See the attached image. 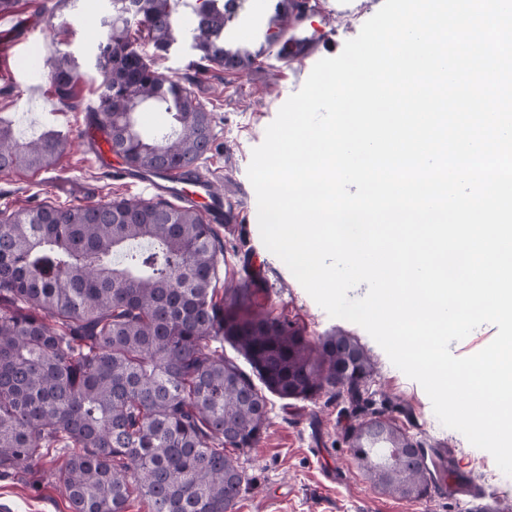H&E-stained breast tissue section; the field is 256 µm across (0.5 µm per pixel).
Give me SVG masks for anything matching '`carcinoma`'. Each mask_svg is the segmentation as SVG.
Wrapping results in <instances>:
<instances>
[{
  "mask_svg": "<svg viewBox=\"0 0 512 512\" xmlns=\"http://www.w3.org/2000/svg\"><path fill=\"white\" fill-rule=\"evenodd\" d=\"M109 4L91 125L129 166L198 176L210 114L152 67L141 34L166 53L189 11L201 59L245 68L253 58L224 57L220 0ZM49 78L60 102L75 99L81 74L71 57L55 56ZM146 106L170 125L140 130ZM61 149L51 134L21 138L0 120V172L48 169ZM222 252L199 209L162 200L39 204L0 218V474L49 466L69 512H126L133 498L149 512H233L247 482L240 454L258 445L267 405L224 357V341L284 399L358 396L373 372L359 344L338 333L312 345L254 310L248 288L218 297ZM350 434L384 493L419 500L435 488L438 453H400L414 447L400 428L369 436L361 424Z\"/></svg>",
  "mask_w": 512,
  "mask_h": 512,
  "instance_id": "obj_1",
  "label": "carcinoma"
}]
</instances>
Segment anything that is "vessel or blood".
Segmentation results:
<instances>
[{"label": "vessel or blood", "mask_w": 512, "mask_h": 512, "mask_svg": "<svg viewBox=\"0 0 512 512\" xmlns=\"http://www.w3.org/2000/svg\"><path fill=\"white\" fill-rule=\"evenodd\" d=\"M288 9L287 0H261L259 7L250 14L233 16L224 28V46L235 51L241 49L239 30H249L253 43L266 45L269 34L281 23ZM335 31L317 30L310 35L306 31L295 28L286 33L280 48L283 55L293 60H303V50L314 46L322 50L331 49L335 44ZM94 151L101 164L112 166L113 174L118 180L129 185H141L147 190L172 199L196 203L206 202L205 213L209 220L216 224H230L236 219L233 212L224 207V197L218 193L211 180L203 179L194 184H186L177 175L171 173H150L128 166L113 167L112 147L101 135H94Z\"/></svg>", "instance_id": "b4317fda"}]
</instances>
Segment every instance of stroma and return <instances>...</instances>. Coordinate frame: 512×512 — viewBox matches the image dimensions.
Masks as SVG:
<instances>
[{
	"mask_svg": "<svg viewBox=\"0 0 512 512\" xmlns=\"http://www.w3.org/2000/svg\"><path fill=\"white\" fill-rule=\"evenodd\" d=\"M57 0H18L15 23L0 24V118L27 137L54 134L62 151L47 170L0 173V209L37 204L67 206L114 198L151 200L140 187H127L101 170L84 131L88 110L97 104L100 78L95 70L98 43L90 36L98 16L86 8L60 13ZM383 0H319V11L344 46L382 6ZM142 49L159 72L180 80L210 114L214 142L202 171L223 192L227 205L242 215L237 224L217 225L224 244L223 273L229 282L256 279V302L273 316L300 327L311 341L341 331L364 347L373 374L358 402L327 393L313 399H283L267 393V427L259 446L241 454L248 478L234 512H466L472 500L512 503V476L501 473L492 455L443 426L422 386L389 360L359 325L330 317L304 290L283 261L263 244L256 217L257 199L247 169L252 151L280 107L306 81L314 58L283 63L275 51L247 72L232 73L200 59L190 37H181L167 54ZM69 54L83 75L78 106L50 99L47 111L34 110L32 88L50 91L46 61ZM373 416L391 419L425 450L444 449L461 465V478L480 486L478 497L454 499L432 492L408 501L393 498L365 478L346 438L347 429ZM0 512H69L62 490L48 468L36 466L0 476Z\"/></svg>",
	"mask_w": 512,
	"mask_h": 512,
	"instance_id": "obj_1",
	"label": "stroma"
}]
</instances>
